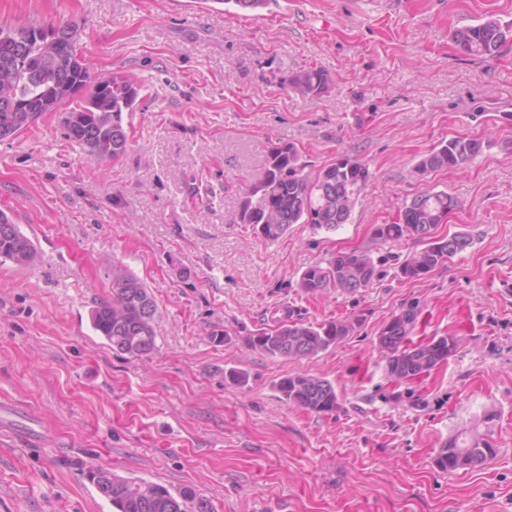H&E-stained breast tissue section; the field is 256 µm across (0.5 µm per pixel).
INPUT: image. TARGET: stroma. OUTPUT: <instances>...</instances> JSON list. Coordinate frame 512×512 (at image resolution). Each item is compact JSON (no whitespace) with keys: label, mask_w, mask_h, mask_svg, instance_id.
<instances>
[{"label":"stroma","mask_w":512,"mask_h":512,"mask_svg":"<svg viewBox=\"0 0 512 512\" xmlns=\"http://www.w3.org/2000/svg\"><path fill=\"white\" fill-rule=\"evenodd\" d=\"M490 15L512 20V0H0V27L73 26L94 75L140 85L117 159L72 145L61 112L0 142V211L38 248L33 266L0 263V512H113L86 476L96 465L192 488L215 512H512V43L489 60L450 39ZM309 67L333 78L311 102L289 85ZM454 136L482 153L420 173ZM283 143L311 173L343 156L367 167L336 232L294 224L272 241L240 222L247 183ZM429 188L461 203L437 237L472 245L407 279L415 243L376 242L373 227ZM349 250L374 258L368 288L299 290L306 267ZM116 270L157 303L151 358L92 328ZM410 304L413 343L457 348L398 382L378 336ZM288 317L356 328L311 359L247 347ZM231 367L246 386L225 380ZM286 375L331 381L339 409L280 399ZM461 432L495 459L441 471L437 450Z\"/></svg>","instance_id":"stroma-1"}]
</instances>
